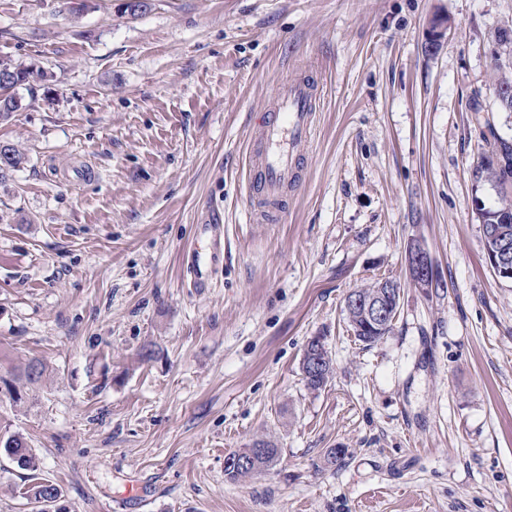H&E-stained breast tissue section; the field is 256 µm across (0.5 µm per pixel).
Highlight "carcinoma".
Masks as SVG:
<instances>
[{"label": "carcinoma", "instance_id": "1", "mask_svg": "<svg viewBox=\"0 0 512 512\" xmlns=\"http://www.w3.org/2000/svg\"><path fill=\"white\" fill-rule=\"evenodd\" d=\"M498 105L505 112H512V82L503 80L498 86ZM23 155L12 145H4L0 150V180L7 178L8 173L23 163ZM474 176L480 182H487L498 191L496 205L483 208L478 218L482 224H496L507 237L512 239V140L501 136L494 141L486 142L483 147L481 163L474 170ZM508 215L509 222L503 223L501 216ZM11 443L8 456L26 469L35 471L38 460L25 437L19 433H11L4 438ZM258 442L265 445L267 454L256 457L249 465L237 470L226 472L228 479L239 480L249 477L268 466L278 455V448L269 440L260 438ZM29 503L34 505L36 512H47V504L54 503L60 496L59 489L52 481L41 478L26 491Z\"/></svg>", "mask_w": 512, "mask_h": 512}]
</instances>
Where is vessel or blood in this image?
Here are the masks:
<instances>
[{"label":"vessel or blood","mask_w":512,"mask_h":512,"mask_svg":"<svg viewBox=\"0 0 512 512\" xmlns=\"http://www.w3.org/2000/svg\"><path fill=\"white\" fill-rule=\"evenodd\" d=\"M320 96L317 83L310 79L297 77L283 82L268 109L252 125L247 199L257 207V221H278L280 205L296 184L312 141ZM197 237L206 246L188 251L186 271L191 287L201 291L211 285L212 265L224 251V237L220 225L211 223L198 225Z\"/></svg>","instance_id":"obj_1"}]
</instances>
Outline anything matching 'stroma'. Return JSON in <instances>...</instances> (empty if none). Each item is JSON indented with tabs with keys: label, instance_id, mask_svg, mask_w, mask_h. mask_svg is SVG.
<instances>
[{
	"label": "stroma",
	"instance_id": "35a3bbf8",
	"mask_svg": "<svg viewBox=\"0 0 512 512\" xmlns=\"http://www.w3.org/2000/svg\"><path fill=\"white\" fill-rule=\"evenodd\" d=\"M121 2L0 0V61L33 71L0 120L26 157L0 183V377L46 366L25 404L0 393L40 466L0 452V512H31L37 476L63 512H512V283L475 209L497 191L472 179L481 126L512 139L493 95L512 0ZM302 72L323 85L308 160L256 224L248 130ZM211 218L199 293L183 259ZM414 237L443 285L405 284L364 346L344 299L403 281ZM313 336L334 363L317 391ZM258 438L278 458L229 480ZM197 239L204 240L206 249L191 248L186 256V271L190 277L191 288L202 291L210 288L212 265L224 254V234L220 224H197Z\"/></svg>",
	"mask_w": 512,
	"mask_h": 512
}]
</instances>
